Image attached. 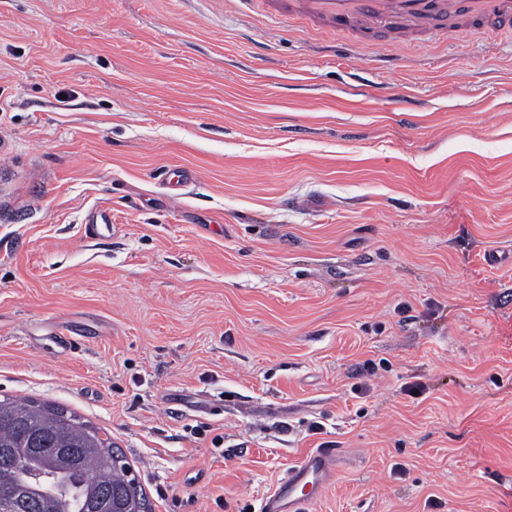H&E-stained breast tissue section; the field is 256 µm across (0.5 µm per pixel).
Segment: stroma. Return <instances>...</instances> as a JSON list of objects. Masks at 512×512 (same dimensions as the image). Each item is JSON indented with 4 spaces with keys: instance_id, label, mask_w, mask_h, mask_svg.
Here are the masks:
<instances>
[{
    "instance_id": "obj_1",
    "label": "stroma",
    "mask_w": 512,
    "mask_h": 512,
    "mask_svg": "<svg viewBox=\"0 0 512 512\" xmlns=\"http://www.w3.org/2000/svg\"><path fill=\"white\" fill-rule=\"evenodd\" d=\"M7 396L153 512H258L315 448L308 512H512V27L0 0Z\"/></svg>"
}]
</instances>
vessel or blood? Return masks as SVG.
Segmentation results:
<instances>
[{
	"instance_id": "1",
	"label": "vessel or blood",
	"mask_w": 512,
	"mask_h": 512,
	"mask_svg": "<svg viewBox=\"0 0 512 512\" xmlns=\"http://www.w3.org/2000/svg\"><path fill=\"white\" fill-rule=\"evenodd\" d=\"M273 11L290 6L311 26L375 32L395 24L431 26L450 32L460 19L488 25L512 24V0H266ZM338 455L331 448L305 454L263 498L259 512H306L333 483Z\"/></svg>"
}]
</instances>
